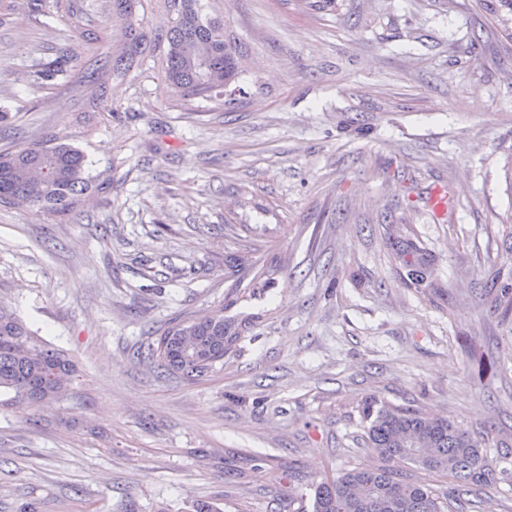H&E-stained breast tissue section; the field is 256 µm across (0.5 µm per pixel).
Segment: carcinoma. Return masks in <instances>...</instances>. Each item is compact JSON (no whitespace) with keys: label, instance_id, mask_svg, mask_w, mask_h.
<instances>
[{"label":"carcinoma","instance_id":"1","mask_svg":"<svg viewBox=\"0 0 512 512\" xmlns=\"http://www.w3.org/2000/svg\"><path fill=\"white\" fill-rule=\"evenodd\" d=\"M140 7L141 0H112L130 37L127 48L112 58L116 75L132 66L146 42L138 23ZM163 7L166 22L155 33L167 43L164 78L183 104L233 81L241 54L224 34V21L206 14L202 0H164ZM91 191L85 154L61 139L0 153V203L22 201L67 215L88 201ZM416 251L407 243L396 258L407 269L404 284L419 289L428 280L429 266ZM183 323L189 346L172 337ZM242 327L219 312L180 316L137 358L196 380L224 361ZM20 335L29 331L0 308V389L34 404L59 398L75 372L72 360L40 343L30 354L18 343ZM361 420L362 436L377 457L311 485V512H467L466 496L497 481L496 465L485 451L489 438L482 432L375 398L363 404Z\"/></svg>","mask_w":512,"mask_h":512}]
</instances>
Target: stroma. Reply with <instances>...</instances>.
<instances>
[{"instance_id":"obj_1","label":"stroma","mask_w":512,"mask_h":512,"mask_svg":"<svg viewBox=\"0 0 512 512\" xmlns=\"http://www.w3.org/2000/svg\"><path fill=\"white\" fill-rule=\"evenodd\" d=\"M81 3L89 38L0 0V151L60 136L108 178L64 217L0 204V304L76 366L60 400L0 392V512H301L289 488L373 459L372 397L488 430L508 473L474 508L512 512V313L487 294L512 289V28L479 0H211L242 68L183 106L158 44L105 70L125 24ZM217 310L248 326L206 376L136 358ZM417 251L413 243L405 244V247L396 253V258L403 262L404 267L407 269V279L404 284L411 288L420 289L428 280L429 266L423 258H418L414 255ZM412 258L410 259V257ZM419 271L420 275L412 276L413 272Z\"/></svg>"}]
</instances>
